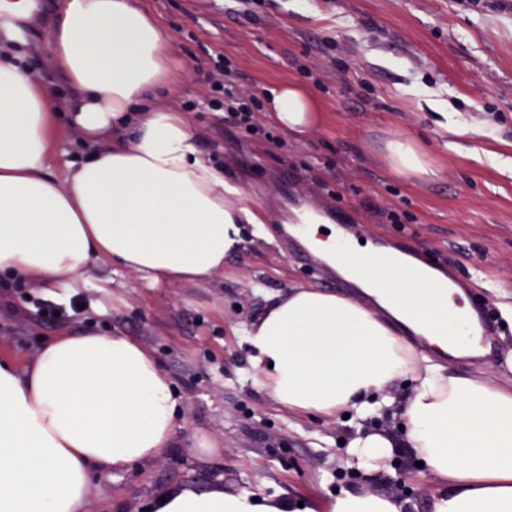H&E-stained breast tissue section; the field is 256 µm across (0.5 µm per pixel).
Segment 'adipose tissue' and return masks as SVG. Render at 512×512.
I'll list each match as a JSON object with an SVG mask.
<instances>
[{
	"label": "adipose tissue",
	"instance_id": "ef3b65f1",
	"mask_svg": "<svg viewBox=\"0 0 512 512\" xmlns=\"http://www.w3.org/2000/svg\"><path fill=\"white\" fill-rule=\"evenodd\" d=\"M49 60L78 88L73 125L93 148L64 177L50 170L57 105L0 57V273L33 283L61 305L77 289L104 293L100 266L137 274L150 287L204 284L242 246V225L268 236L240 187L201 156L188 119L157 106L175 85L169 37L138 0H61ZM268 117L302 136L318 108L301 85L271 88ZM106 149H96L101 138ZM385 160L404 176L437 171L406 137ZM309 247L377 302L291 288L242 331L246 379L277 406L324 418L347 416L346 467L373 477L396 449L421 461L438 492L426 512H512V359L500 383L457 376L401 335L408 328L437 352L468 348L467 306L423 262L354 247L309 226ZM403 400L391 391L404 379ZM398 408L402 436L366 429ZM173 381L133 337L84 331L45 341L26 365L0 359V512H84L94 479L145 465L174 447ZM154 512H292L288 499L216 485L171 489ZM410 502L345 490L304 512H410Z\"/></svg>",
	"mask_w": 512,
	"mask_h": 512
}]
</instances>
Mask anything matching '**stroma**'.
<instances>
[{
    "label": "stroma",
    "instance_id": "1",
    "mask_svg": "<svg viewBox=\"0 0 512 512\" xmlns=\"http://www.w3.org/2000/svg\"><path fill=\"white\" fill-rule=\"evenodd\" d=\"M171 38L180 81L160 99L185 112L203 155L246 190L271 239L245 233L224 274L206 284L148 287L115 275L109 293L81 291L62 312L27 283L0 279V357L26 364L63 330L122 331L171 376L180 398V440L206 433L221 453L196 462L172 448L144 466L92 486L85 512H152L163 491L243 486L311 502L351 489L345 419L324 420L274 405L242 381L249 370L240 331L288 289L307 286L351 298L360 292L327 266L310 267L282 229L298 209L356 227L444 274L456 275L471 305L512 302V172L482 164L483 152L512 156V0H143ZM48 9L26 23L25 74L47 93L72 91L52 68ZM243 94L264 96L295 82L315 99L321 122L294 138L255 114L256 130L231 127L211 109L205 76L220 62ZM459 136L447 135L449 123ZM415 137L437 169L408 178L383 159L390 138ZM52 170L63 174L84 151L67 112L55 115ZM482 362L445 356L458 375L499 381L512 335L492 336ZM331 438L318 447L319 437Z\"/></svg>",
    "mask_w": 512,
    "mask_h": 512
}]
</instances>
